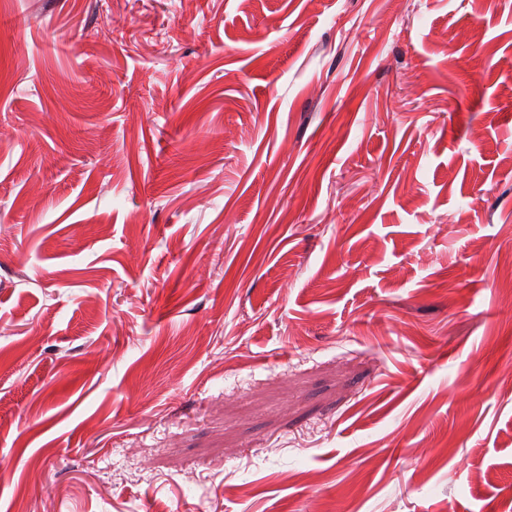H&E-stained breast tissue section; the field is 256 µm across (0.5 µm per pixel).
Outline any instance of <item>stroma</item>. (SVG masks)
<instances>
[{"instance_id": "35a3bbf8", "label": "stroma", "mask_w": 512, "mask_h": 512, "mask_svg": "<svg viewBox=\"0 0 512 512\" xmlns=\"http://www.w3.org/2000/svg\"><path fill=\"white\" fill-rule=\"evenodd\" d=\"M512 0H0V512H512Z\"/></svg>"}]
</instances>
